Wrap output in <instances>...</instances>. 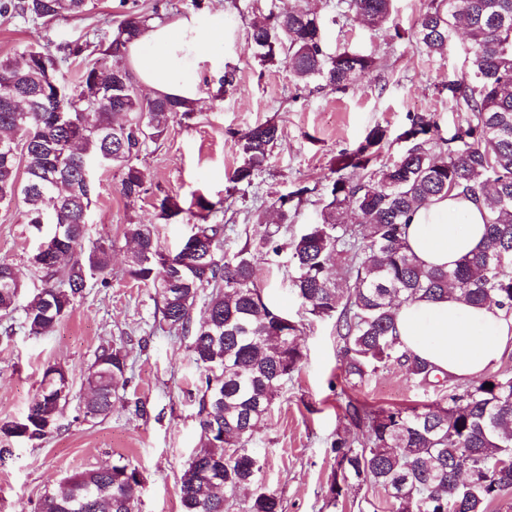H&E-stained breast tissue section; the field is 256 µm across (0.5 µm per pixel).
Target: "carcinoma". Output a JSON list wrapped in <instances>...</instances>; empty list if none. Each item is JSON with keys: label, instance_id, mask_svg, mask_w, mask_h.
<instances>
[{"label": "carcinoma", "instance_id": "1", "mask_svg": "<svg viewBox=\"0 0 512 512\" xmlns=\"http://www.w3.org/2000/svg\"><path fill=\"white\" fill-rule=\"evenodd\" d=\"M391 2L345 0L347 10L374 28L392 22ZM88 4L3 0L0 14L47 27L66 13L84 14ZM126 6L121 0L122 19L103 42L66 41L54 53L30 45L21 64L0 59V206L22 202L25 223L40 234L31 263L42 288L24 317L34 336L65 319L89 281L108 285L112 243L85 248L98 196L94 169L119 170L122 196L141 199L148 188L139 155L176 117L192 112L184 99L137 95L126 49L149 18ZM460 25L474 55L471 76L448 83L458 111L451 134L442 136L433 117L415 115L396 137L403 152L378 166L387 132L372 128L337 159V177L318 221L288 243L292 290L308 314L335 321L348 385L397 365L419 382L441 387L431 403L383 407L348 399L345 417L365 439L358 447L345 436L334 441L336 471L328 488L333 507L352 482L370 479L385 498L363 496L359 512H512V469L495 467L512 460V377L486 373L463 385L448 376L440 382L435 368L402 349L395 336L398 304L421 296L455 291L469 304L490 301L512 310V0H429L413 36L429 54L442 55ZM249 41L261 60L282 57L297 80L318 78L336 90L375 65L355 51L327 55L323 23L312 10H271L251 24ZM67 61L76 64L72 76L62 69ZM278 139L270 121L237 134L242 162L230 181L252 184ZM453 191L488 199L482 245L452 269L427 268L406 244L409 216ZM306 193L301 188L278 198L282 220ZM158 207L166 221L188 214L191 230L169 255L159 246L157 225H125L124 235L134 243L127 275L154 288L168 332L192 337L191 356L202 375V448L179 479L182 512H229V498L259 482L261 465L249 445L303 359L299 327L291 320L283 325L287 316L265 303L256 278L258 256L277 254L283 245L276 232L258 227L238 251L225 252V225L210 222L224 210L222 198L198 195L185 208L166 195ZM349 210L361 214V224L344 222ZM337 260L343 286L329 273ZM21 288L12 265L0 261V320L16 310ZM205 291L206 318L197 323L192 312ZM130 370L122 349H100L86 376L85 416L112 413V397L127 386ZM487 383L493 388H484ZM70 393L68 372L48 366L26 416L0 424V461L11 456L14 439L51 438ZM142 485L140 469L120 457L68 477L61 492L41 499L38 512H137ZM242 509L281 512V505L275 495L258 492Z\"/></svg>", "mask_w": 512, "mask_h": 512}]
</instances>
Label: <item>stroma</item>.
I'll return each instance as SVG.
<instances>
[{
	"label": "stroma",
	"instance_id": "stroma-1",
	"mask_svg": "<svg viewBox=\"0 0 512 512\" xmlns=\"http://www.w3.org/2000/svg\"><path fill=\"white\" fill-rule=\"evenodd\" d=\"M85 15H70L50 27L0 15V58L20 60L30 43L53 45L88 36L105 39L120 18L119 0H93ZM137 13L160 11L163 21L202 8L224 17V56L206 63L202 97L190 117L176 118L157 142L149 144L138 163L148 176L143 199L127 201L119 191L117 170L99 174V197L89 215L86 241H112V274L108 287L85 288L74 308L52 332L42 336L24 328L23 307L42 283L29 262L37 239L23 222L21 205L0 208V260L11 263L24 285L20 308L13 314L14 332L0 331V422L22 419L38 392L47 366L68 370L71 399L58 421L59 430L40 444H14L0 464V512H36L40 499L59 492L64 476L111 464L123 457L143 473L139 512H182L179 478L199 450L198 389L201 375L191 362L187 337L160 329L161 314L152 287L131 280L126 258L131 250L124 236L128 222L154 224L164 251H175L189 232L186 223L160 222L156 198L167 195L180 203L192 196L232 197V212H219L214 222L227 226L224 249L235 252L256 222L279 238L299 235L315 223L334 177L340 153L355 148L370 128H387L390 137L378 164L401 152L397 134L411 115H431L441 129L457 117L446 84L464 70L466 43L455 38L447 52L430 56L411 37L412 25L428 0H392L394 25L374 29L347 13L342 0H133ZM315 10L325 25V51L349 49L371 56L372 69L345 90L313 80L295 79L283 60L261 63L247 38L252 22L269 9ZM236 72L233 92L219 79L225 69ZM265 121L280 132L268 166L252 184H233L229 174L240 165L235 136ZM305 194L288 222H281L276 202L297 189ZM294 274L288 252L265 255L257 263V281L265 300L302 326L303 361L283 386L270 415L255 431L253 449L263 464V489L280 499L282 512H358L362 495L380 497L364 484L349 489L343 510L326 507L324 495L335 468L332 444L339 435L361 441L360 430L344 417L348 398L376 405L431 402L433 389L399 367L377 371L344 395L340 346L333 321L305 314L291 286ZM127 351L133 365L125 392L112 399L107 417L84 415L86 375L101 346ZM141 398L147 417L132 415L129 395Z\"/></svg>",
	"mask_w": 512,
	"mask_h": 512
}]
</instances>
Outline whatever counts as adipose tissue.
I'll use <instances>...</instances> for the list:
<instances>
[{
    "label": "adipose tissue",
    "mask_w": 512,
    "mask_h": 512,
    "mask_svg": "<svg viewBox=\"0 0 512 512\" xmlns=\"http://www.w3.org/2000/svg\"><path fill=\"white\" fill-rule=\"evenodd\" d=\"M224 53L219 14L194 13L148 27L127 46L130 71L151 95L194 101L205 63ZM489 214L486 200L457 193L415 208L407 227L411 252L427 267H454L476 250ZM396 335L403 349L455 379L483 376L512 347V311L495 303L472 306L450 293L419 298L396 310Z\"/></svg>",
    "instance_id": "1"
}]
</instances>
